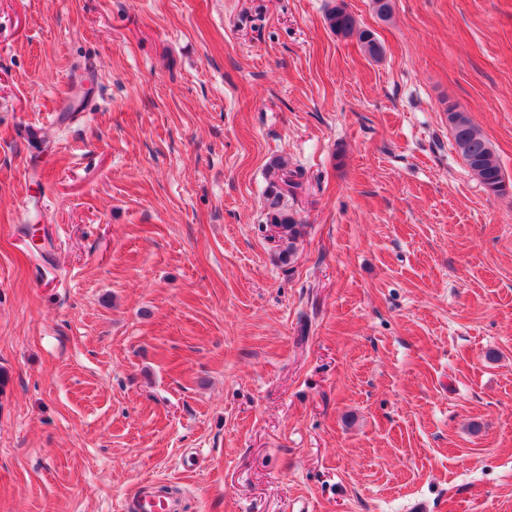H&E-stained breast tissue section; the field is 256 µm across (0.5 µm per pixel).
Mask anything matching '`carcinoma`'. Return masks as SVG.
Segmentation results:
<instances>
[{
    "mask_svg": "<svg viewBox=\"0 0 512 512\" xmlns=\"http://www.w3.org/2000/svg\"><path fill=\"white\" fill-rule=\"evenodd\" d=\"M329 29L342 37H357L364 51L377 58L382 54L380 43L369 30L357 26L356 19L343 6H334L326 14ZM448 126L456 150L469 170L486 190L493 194L504 191L503 172L491 144L473 124L467 113L455 104L448 105ZM297 188L294 173L281 160L269 163V178L264 193L266 223L275 228L276 239L286 244L280 251L281 260L292 257L294 242L302 235L303 225L288 206V194Z\"/></svg>",
    "mask_w": 512,
    "mask_h": 512,
    "instance_id": "1",
    "label": "carcinoma"
}]
</instances>
